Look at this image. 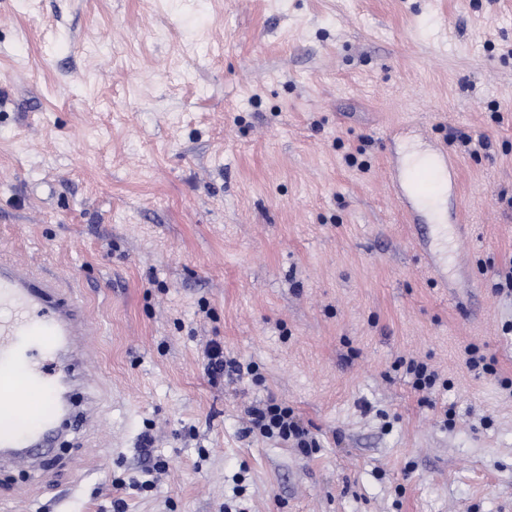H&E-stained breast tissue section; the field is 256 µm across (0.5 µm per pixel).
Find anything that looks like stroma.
Instances as JSON below:
<instances>
[{
  "label": "stroma",
  "instance_id": "1",
  "mask_svg": "<svg viewBox=\"0 0 512 512\" xmlns=\"http://www.w3.org/2000/svg\"><path fill=\"white\" fill-rule=\"evenodd\" d=\"M431 140L433 268L388 183ZM508 195L512 0H0V250L83 295L105 410L0 512H512ZM270 397L317 453L243 436ZM205 353L207 358L206 371L213 383L220 379L224 380V376L233 380V376L240 375L242 366L235 359H224V350L219 342L210 341ZM406 370L413 375V387L418 391L431 388L436 383L437 373L422 362L411 359L407 363Z\"/></svg>",
  "mask_w": 512,
  "mask_h": 512
}]
</instances>
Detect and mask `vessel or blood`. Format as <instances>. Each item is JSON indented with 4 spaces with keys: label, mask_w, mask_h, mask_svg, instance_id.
<instances>
[{
    "label": "vessel or blood",
    "mask_w": 512,
    "mask_h": 512,
    "mask_svg": "<svg viewBox=\"0 0 512 512\" xmlns=\"http://www.w3.org/2000/svg\"><path fill=\"white\" fill-rule=\"evenodd\" d=\"M455 184V165L447 151L434 147L427 163L405 171L392 168L390 189L407 214L419 213L431 190H448ZM89 331L83 304L65 292L56 278L20 265L12 255L0 256V459L26 465L51 434L67 428L77 418L96 426L99 408L86 400L83 409L60 401L47 366L33 363L35 353H67L72 363L86 354ZM43 400L46 413L30 428H16L12 415L26 407L30 396Z\"/></svg>",
    "instance_id": "b4317fda"
}]
</instances>
